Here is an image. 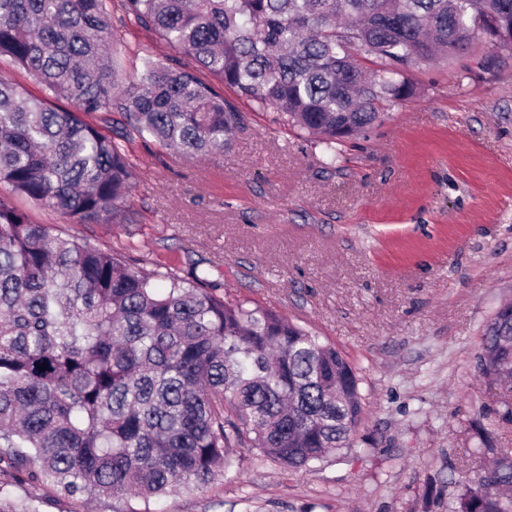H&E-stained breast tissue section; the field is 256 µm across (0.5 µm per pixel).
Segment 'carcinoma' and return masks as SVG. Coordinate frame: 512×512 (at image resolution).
I'll list each match as a JSON object with an SVG mask.
<instances>
[{
	"instance_id": "cac0c4a2",
	"label": "carcinoma",
	"mask_w": 512,
	"mask_h": 512,
	"mask_svg": "<svg viewBox=\"0 0 512 512\" xmlns=\"http://www.w3.org/2000/svg\"><path fill=\"white\" fill-rule=\"evenodd\" d=\"M129 23L158 41L127 83L110 47ZM481 37L512 44V0H0V62L46 93L0 80V186L66 223L114 222L136 177L132 136L219 156L248 119L227 89L334 151L414 96L415 61L450 62ZM477 364L511 424L512 305ZM360 381L306 327L225 300L210 270L133 269L0 193V473L149 512L232 469L239 449L297 468L351 447ZM510 486L503 458L454 512H512ZM0 512L42 501L1 483Z\"/></svg>"
}]
</instances>
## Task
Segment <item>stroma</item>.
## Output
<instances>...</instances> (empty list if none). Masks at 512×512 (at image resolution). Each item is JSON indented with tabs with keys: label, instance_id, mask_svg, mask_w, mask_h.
<instances>
[{
	"label": "stroma",
	"instance_id": "1",
	"mask_svg": "<svg viewBox=\"0 0 512 512\" xmlns=\"http://www.w3.org/2000/svg\"><path fill=\"white\" fill-rule=\"evenodd\" d=\"M409 77L416 95L332 164L323 145L259 112L210 159L135 139L129 223L67 225L15 197L34 223L132 267L212 270L225 299L276 310L359 371L352 447L301 468L243 449L234 471L153 512H453L466 484L512 458V425L498 423L475 362L512 302V46L483 42L453 65L420 60ZM14 491L43 498V512L124 507L31 481Z\"/></svg>",
	"mask_w": 512,
	"mask_h": 512
}]
</instances>
